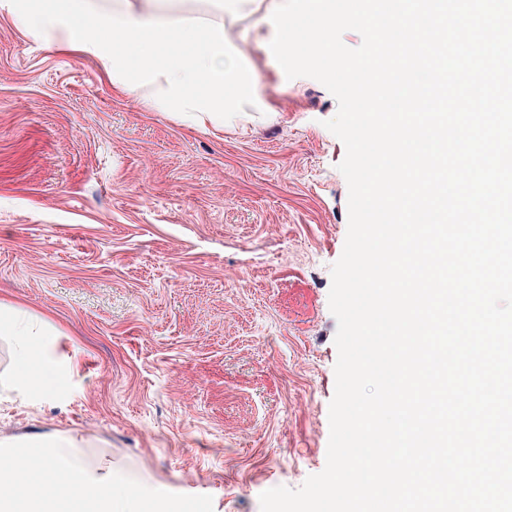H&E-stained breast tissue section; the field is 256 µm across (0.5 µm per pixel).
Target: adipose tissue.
I'll return each mask as SVG.
<instances>
[{
	"mask_svg": "<svg viewBox=\"0 0 512 512\" xmlns=\"http://www.w3.org/2000/svg\"><path fill=\"white\" fill-rule=\"evenodd\" d=\"M313 0H51L50 15L26 0H0V14L26 32L57 19L59 44L100 62L113 89L155 112H171L203 132L245 127L250 113L271 106L239 44L251 43L278 63L288 61L297 17ZM14 336L13 386L41 402L61 376L51 352L52 320L0 297V333ZM76 437L0 443V460L37 462L39 478L58 501L95 503L94 512H137L139 484H116L111 471L91 473Z\"/></svg>",
	"mask_w": 512,
	"mask_h": 512,
	"instance_id": "ef3b65f1",
	"label": "adipose tissue"
}]
</instances>
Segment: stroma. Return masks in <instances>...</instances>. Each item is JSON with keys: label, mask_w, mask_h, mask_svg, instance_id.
<instances>
[{"label": "stroma", "mask_w": 512, "mask_h": 512, "mask_svg": "<svg viewBox=\"0 0 512 512\" xmlns=\"http://www.w3.org/2000/svg\"><path fill=\"white\" fill-rule=\"evenodd\" d=\"M51 41L0 18V296L76 368L44 404L0 391V439L78 436L141 512H260L326 466L338 102L248 45L276 117L197 131Z\"/></svg>", "instance_id": "stroma-1"}]
</instances>
